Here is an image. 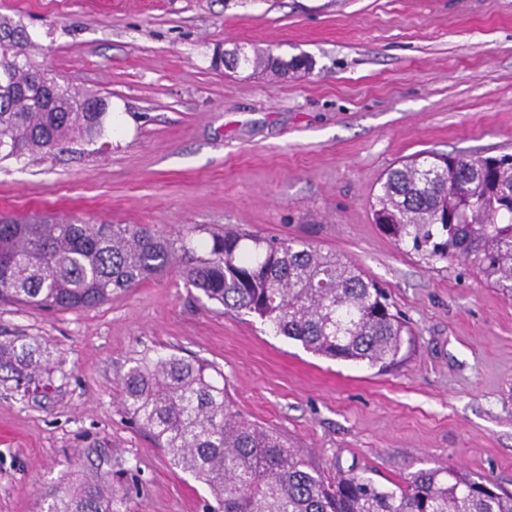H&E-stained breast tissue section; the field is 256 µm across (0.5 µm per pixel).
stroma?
<instances>
[{
  "label": "stroma",
  "instance_id": "35a3bbf8",
  "mask_svg": "<svg viewBox=\"0 0 512 512\" xmlns=\"http://www.w3.org/2000/svg\"><path fill=\"white\" fill-rule=\"evenodd\" d=\"M1 16L115 129L0 161V216L303 240L358 263L417 336L388 371L327 359L197 298L175 267L94 308L0 303V341L52 353L41 388L0 378V512H45L69 479L119 469L139 478L126 512H204L203 487L120 400L117 371L149 350L223 373L237 410L327 476L387 487L452 466L512 492V297L403 251L370 209L415 153L512 154V0H0ZM237 45L314 65L215 64Z\"/></svg>",
  "mask_w": 512,
  "mask_h": 512
}]
</instances>
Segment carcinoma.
Here are the masks:
<instances>
[{"mask_svg":"<svg viewBox=\"0 0 512 512\" xmlns=\"http://www.w3.org/2000/svg\"><path fill=\"white\" fill-rule=\"evenodd\" d=\"M0 21V57L28 43ZM255 71L281 74L270 55ZM0 86V161L46 155L104 137L107 103L79 96L26 58ZM375 223L427 261L462 258L512 294V155L422 152L379 182ZM180 262L185 287L253 315L310 352L382 370L401 364L415 333L387 292L351 260L301 241L194 224L160 235L129 224L0 219V302L45 311L88 309ZM51 362L44 342H0V371L32 380ZM132 422L207 489L209 512H512V494L450 467L419 471L390 488L348 474L334 481L274 430L235 411L206 364L148 352L117 372ZM122 478L69 481L45 512H122Z\"/></svg>","mask_w":512,"mask_h":512,"instance_id":"1","label":"carcinoma"}]
</instances>
